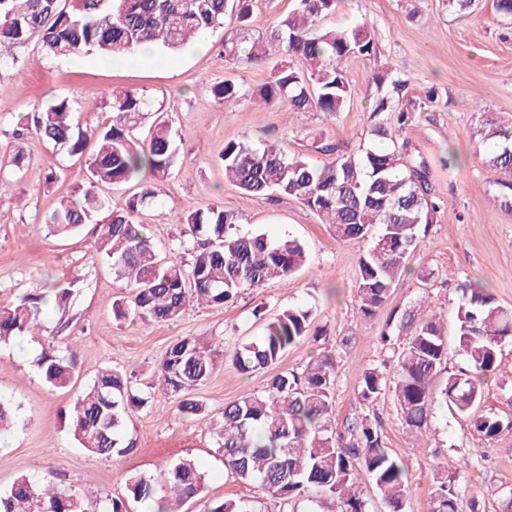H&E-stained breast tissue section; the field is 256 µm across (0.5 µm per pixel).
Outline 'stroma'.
<instances>
[{"instance_id":"stroma-1","label":"stroma","mask_w":512,"mask_h":512,"mask_svg":"<svg viewBox=\"0 0 512 512\" xmlns=\"http://www.w3.org/2000/svg\"><path fill=\"white\" fill-rule=\"evenodd\" d=\"M330 23L367 27L381 60L409 79V98L422 101L433 89L439 100L437 107L414 112L400 136L426 163L440 211L411 254L408 274L396 281L385 307L372 318L360 316L355 303L362 243L336 241L328 225L295 198L276 195L247 202L219 163L231 140L255 147L277 141L285 151L307 154L321 135L358 148L370 126L375 90L368 61H342L352 97L334 117L252 100L224 109L212 96L215 83L230 78L253 87L268 79L269 70L229 61L221 28L210 33L205 47L193 43L178 51L158 49L150 62L141 61L135 51L112 59L92 50L55 58L32 42L17 49L15 61L0 65V174L5 177L0 188V302L55 283L70 289L65 306L45 307L39 333L0 345V400L20 417L6 437L9 450L0 452V489L23 473L48 478L85 496L89 512H105L112 497L124 495L125 477L154 476L169 462L190 457L206 476L208 503L241 498L261 502L263 512H314L315 503L270 498L259 485L240 482L225 470L207 429L183 416L174 399L155 387V368L168 346L185 336L223 340L217 370L198 391L210 415L218 417L225 404L266 384V373L242 375L233 367L237 345L261 335L280 309L312 307L314 334L292 346L277 369L298 372L316 357L332 356L336 429L341 432L359 411L363 372L390 355L376 338L391 310L418 304L454 324L457 290L469 282L490 288L500 304L512 307V207L502 205L484 167L485 147L478 134L483 118L512 119V16L497 13L493 0H482L470 14L449 12L447 0H340ZM116 88L137 90L148 104L147 121L134 137L147 135L160 108L179 139L173 173L143 214L162 251L191 261L194 241L183 235V213L216 205L236 214L240 233H263L272 241L298 238L308 264L292 277L247 291L234 304L191 307L175 322L116 320L112 302L120 284L96 251V225L60 238L49 234L43 222L83 183L81 164L31 130L44 103L65 98L79 106L81 129L92 133L110 121L100 103ZM18 152L24 161L17 175L7 163ZM54 339L69 345L79 374L75 386L55 389L40 377L36 360ZM501 356L505 369L490 379L483 408L507 423L512 421V343L503 345ZM105 368L134 373V387L150 398L127 421L135 449L111 460L79 448L69 432L78 395ZM374 416L387 448L407 468L406 512H428L434 484L445 477L456 480L463 502L474 499L480 512H502L512 495V428L488 438L439 405L419 435L405 428L389 393L377 400ZM462 454L469 457V466H459Z\"/></svg>"}]
</instances>
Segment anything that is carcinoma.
Segmentation results:
<instances>
[{
    "label": "carcinoma",
    "instance_id": "obj_1",
    "mask_svg": "<svg viewBox=\"0 0 512 512\" xmlns=\"http://www.w3.org/2000/svg\"><path fill=\"white\" fill-rule=\"evenodd\" d=\"M339 0H296V7L270 30L249 35L252 0H80L70 13L61 0H0V63L31 40L49 55L66 58L94 50L111 59L145 44L178 49L203 31L232 25L224 39V55L263 66L274 49L286 59L276 62L264 83L251 88L232 80L212 87L214 99L226 108L243 100L286 105L296 111L337 115L350 104L352 91L340 62L361 57L373 65L375 101L370 135L375 144L343 151L322 137L315 152L333 155L329 164L285 154L275 143L252 148L229 141L219 154L224 177L252 202L272 195L294 197L338 241L367 243L358 258L356 306L370 318L387 303L395 282L407 269L421 241V230L436 220L440 204L427 166L414 159L409 142L396 138L393 125L404 128L416 111L405 98L408 80L381 61L374 37L363 25L325 26ZM305 65L296 68L290 58ZM111 113L96 133L97 147L85 153L87 134L75 124V108L67 99L41 108L35 132L84 159L86 181L80 198L63 201L44 219L50 232L66 236L89 224L106 207L97 189L136 183L125 208L111 211L100 225L98 251L111 263L126 294L112 302L118 320L130 316L154 322L175 321L197 303L222 307L268 281L286 278L307 261L303 244L287 237L271 242L263 234L242 235L236 214L218 206L185 211L183 223L200 248L190 263L161 254L139 221L141 208L159 195L176 164L179 145L170 125L155 121L145 140L132 138L146 111L133 89L112 92L103 103ZM480 138L487 146L485 168L495 176L501 196L512 192V123L485 120ZM69 288L36 289L0 305V342L31 333L40 326L49 299L63 304ZM313 310L305 306L281 310L263 334L236 348L232 365L242 374L268 373L264 390L224 405L223 424L212 429L224 468L245 483L257 482L275 499L319 498L331 512H368L361 485L366 476L381 499V512H405L408 479L401 460L385 446L373 404L390 390L399 414L412 431L427 430L436 396L451 414L477 433L492 438L503 429L493 412L481 410L484 385L503 371L501 348L512 342V310L494 294L471 284L460 289L455 318V353L465 366L454 371L444 319L413 307L393 311L380 342H397L387 363L364 371L358 401L360 413L346 431L336 432V364L316 359L300 372H277L276 365L301 338L309 335ZM68 348L52 344L37 366L53 388H67L75 379ZM216 343L185 336L170 345L157 366V380L174 397L186 417L206 419V405L196 391L206 385L217 364ZM147 399L136 394L133 376L113 369L98 373L74 405L70 428L77 443L105 460L134 450L125 434L129 409ZM136 502L159 505V512H177L174 503L205 498V474L191 459L173 461L157 477L125 478ZM0 512H85L83 502L48 482L41 486L20 475L0 490ZM205 512H259L247 500L228 498ZM430 512H460V493L453 480L437 482Z\"/></svg>",
    "mask_w": 512,
    "mask_h": 512
}]
</instances>
